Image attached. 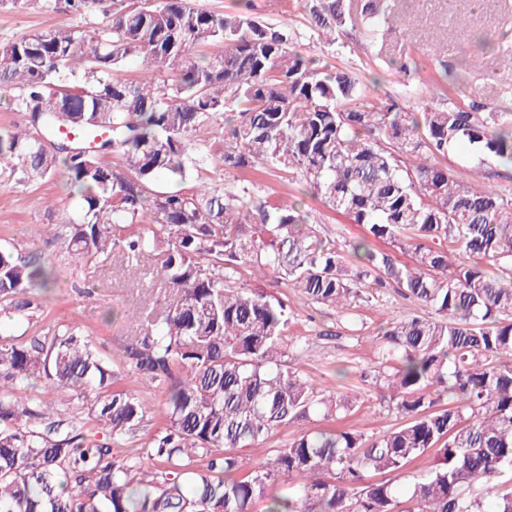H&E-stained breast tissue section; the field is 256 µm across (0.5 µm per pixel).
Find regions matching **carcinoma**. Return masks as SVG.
<instances>
[{
  "instance_id": "obj_1",
  "label": "carcinoma",
  "mask_w": 512,
  "mask_h": 512,
  "mask_svg": "<svg viewBox=\"0 0 512 512\" xmlns=\"http://www.w3.org/2000/svg\"><path fill=\"white\" fill-rule=\"evenodd\" d=\"M82 19L94 0H65ZM111 20L84 35L61 28L0 43V86L24 126L0 133L8 178L25 186L61 175L75 187L71 211L48 233L93 266L122 258L138 279L165 248L160 278L169 301L118 357L127 375L166 390L168 424L151 441L161 469H144L114 446L134 434L145 409L114 387L80 324L18 342L0 336V376L39 377L62 395L94 394L88 419L109 427L94 442L54 406H22L0 393V512H250L275 478L293 491L267 512H486L471 492L493 491L492 512H512V196L459 180L427 162L465 145L480 161L512 164V105L484 111L473 97L446 108L403 112L369 100L351 72L293 51L288 29L248 10H199L190 0L139 5L112 0ZM327 44L359 18L387 22V0H305ZM207 42L224 54L194 56ZM136 57L133 82L117 76ZM224 117V172L260 167L296 174L325 203L410 261L350 245L348 264L304 212L257 186L152 193L159 173L183 183L205 168L194 135ZM95 143L83 152L69 136ZM118 156L123 169L101 160ZM153 214L154 223L143 218ZM274 268L311 302L344 308L387 285L433 310L381 328L398 363L382 365L402 423L374 439L357 430L303 432L240 477L234 448L315 414L333 420L346 398L282 364L288 309L235 286L237 268ZM498 273L488 271L490 264ZM54 287L51 270L17 249H0V310L36 313ZM428 451L438 462L402 493L377 474L397 472Z\"/></svg>"
}]
</instances>
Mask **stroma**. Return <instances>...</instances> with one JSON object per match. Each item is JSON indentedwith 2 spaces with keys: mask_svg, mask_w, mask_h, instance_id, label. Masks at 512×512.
<instances>
[{
  "mask_svg": "<svg viewBox=\"0 0 512 512\" xmlns=\"http://www.w3.org/2000/svg\"><path fill=\"white\" fill-rule=\"evenodd\" d=\"M195 7L224 14L250 7L264 21L288 28L294 34L292 47L298 53L321 59L346 69L366 86L378 100L396 101L402 111H421L427 102L447 105L449 97L477 96L483 104L495 107L512 101V50L495 51L483 61L494 72L485 79L468 62L476 53L475 33L488 29L499 16L512 15V0H461L453 21L445 19V0H394L388 27L379 38H370L361 25L347 27L334 47L324 45L311 29L303 0H192ZM101 12L90 13L75 21L64 7L46 8L34 0L22 12L0 8V42H7L34 32L69 28L84 33L102 24ZM414 23L413 39H406L403 28ZM414 53L421 61L411 82H404L388 60H398ZM460 73L461 84L450 87L443 80L444 71ZM198 146L208 156L200 178L224 185V123L217 120L195 135ZM433 165L452 168L463 181H480L512 192V168L493 161L481 162L465 149L432 157ZM238 179L260 183L264 195L281 203L300 202L310 224L337 245L350 244L364 237L362 225L337 215L320 195L299 178L287 173H263L253 169L237 171ZM68 188L63 177L14 186L6 174H0V247L17 248L54 271L58 288L43 312L26 318L20 315L0 320V333L21 340L75 321L91 336L104 357L117 354L134 336L136 325L127 320L130 305L152 306L163 297L158 288V273L164 252L148 256L144 263L147 286L141 287L125 278L117 268L94 269L68 253L66 247L50 238L34 237L39 225H54L65 216ZM236 285L283 301L288 308V326L283 345L287 362L294 370L321 381L323 389L352 400V412L335 423L339 429H355L375 438L401 422L394 410L383 378L378 375L380 362L388 348L377 341L380 324L400 315H429V308L406 298L399 290L384 288L373 305H354L339 311L312 303L299 289L280 279L274 271L258 275L251 266L240 267ZM347 373L337 377V366ZM118 387L132 393L146 409V417L134 438L119 449L121 455L136 456L144 467L156 468L150 457L149 443L165 425V396L161 390L128 375H121ZM318 416L281 428L254 448L238 449L244 470H251L271 458L277 449L303 431L320 427Z\"/></svg>",
  "mask_w": 512,
  "mask_h": 512,
  "instance_id": "35a3bbf8",
  "label": "stroma"
}]
</instances>
